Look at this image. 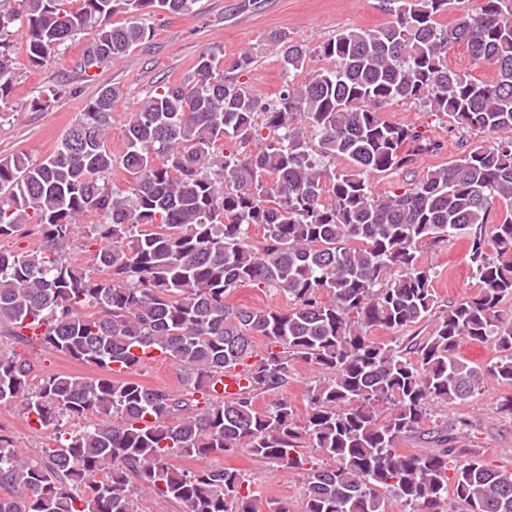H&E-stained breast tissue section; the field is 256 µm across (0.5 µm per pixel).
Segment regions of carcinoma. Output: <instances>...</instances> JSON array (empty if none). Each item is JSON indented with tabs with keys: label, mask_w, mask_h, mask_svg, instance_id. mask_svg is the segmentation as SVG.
Returning <instances> with one entry per match:
<instances>
[{
	"label": "carcinoma",
	"mask_w": 512,
	"mask_h": 512,
	"mask_svg": "<svg viewBox=\"0 0 512 512\" xmlns=\"http://www.w3.org/2000/svg\"><path fill=\"white\" fill-rule=\"evenodd\" d=\"M72 2L0 0V120L17 83L13 36L40 67L95 27L86 71L146 42L151 13H187L196 0ZM483 2L448 28L435 20L448 0H382L398 4L384 27L344 30L314 49L276 35L285 81L271 101L240 81L251 53L225 70L209 47L191 76L138 104L122 154L105 146L120 92L103 86L44 160L0 159V239L29 224L42 237L31 252L0 249V326L100 370L43 376L34 390L35 364L0 351V404L44 427L79 423L40 458L0 435V488L10 491L0 512H138L141 498L182 512H389L391 497L405 512H451L450 494L468 512H512V469L479 459L449 468L452 434L437 433L429 452L396 448L432 406L474 397L486 376L512 385V0ZM118 13L126 19L115 25ZM455 45L493 66L494 80L450 69ZM315 55L332 67L296 81ZM64 93L44 90L27 106L45 111ZM402 100L500 138L376 195L372 176L438 149L418 126L381 116ZM117 167L133 176L126 190L109 183ZM91 213L102 221L86 234L87 268L66 251ZM461 234L480 293L443 304L419 249ZM247 284L280 290L293 307L227 303ZM431 317L427 336H370ZM463 340L499 357L471 366L457 355ZM155 352L184 371L182 392L133 378ZM297 361L319 374L303 423L284 398L256 410ZM226 374L237 381L230 394ZM239 452L301 477L299 509L263 503L234 469L172 463Z\"/></svg>",
	"instance_id": "obj_1"
}]
</instances>
